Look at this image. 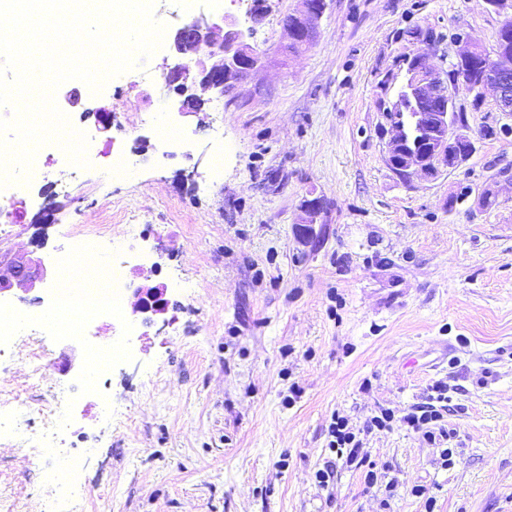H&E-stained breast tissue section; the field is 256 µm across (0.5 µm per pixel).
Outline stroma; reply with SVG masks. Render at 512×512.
Returning a JSON list of instances; mask_svg holds the SVG:
<instances>
[{
    "label": "stroma",
    "mask_w": 512,
    "mask_h": 512,
    "mask_svg": "<svg viewBox=\"0 0 512 512\" xmlns=\"http://www.w3.org/2000/svg\"><path fill=\"white\" fill-rule=\"evenodd\" d=\"M267 5L255 20L252 0H154L166 33L230 15L262 58L235 97L202 93L200 111L180 113L167 48L100 92L62 84L72 122L103 110L112 129L78 173L55 150L0 229V249L36 251L49 271L0 298L46 310L56 247L98 231L96 269L123 262L127 293L161 285L169 306L148 323L127 315L138 332L105 383L83 380L88 345L118 338L101 322L84 340L29 332L0 356V413L30 433L43 398L78 388L58 453L0 435V512L65 495L49 477L66 451L85 459L77 512H512V116L464 100L472 156L406 184L377 107L383 75L420 46L413 31L445 69L456 36L492 48L503 17L485 0H327L313 43L288 56L282 24L301 2ZM166 125L187 142L163 144ZM122 152L141 163L119 178ZM314 197L326 211L306 243L296 225ZM437 385L441 442L403 421ZM338 416L362 442L355 462L328 448Z\"/></svg>",
    "instance_id": "obj_1"
}]
</instances>
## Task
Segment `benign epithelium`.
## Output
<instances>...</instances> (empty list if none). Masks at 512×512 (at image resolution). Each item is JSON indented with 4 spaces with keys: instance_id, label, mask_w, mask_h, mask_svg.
I'll list each match as a JSON object with an SVG mask.
<instances>
[{
    "instance_id": "obj_1",
    "label": "benign epithelium",
    "mask_w": 512,
    "mask_h": 512,
    "mask_svg": "<svg viewBox=\"0 0 512 512\" xmlns=\"http://www.w3.org/2000/svg\"><path fill=\"white\" fill-rule=\"evenodd\" d=\"M301 2L303 9L292 15L294 22L283 23L289 44L312 42L317 22L326 9V0ZM486 4L508 17L489 50L468 37L457 38L451 63L454 79H448V71L429 63L426 50L417 49L404 58L402 80L389 75L382 80L383 95L378 99V108L390 134L385 143L386 162L405 183L416 178L432 179L440 169H453L472 154L473 131L460 115L459 97L480 101L491 90L498 111L512 115V0H486ZM170 47L176 55L203 52L213 58L209 66L198 61L193 65L179 63L169 69L166 78L182 97L184 112L198 108L196 87L231 95L238 81L261 62L260 56L245 43L238 22L227 16L221 41H215L213 26L196 18L172 34ZM302 209L297 231L300 238L310 240L314 237L313 225L324 212V202L319 197L308 199ZM45 277L46 271L37 258L7 251L0 254V294L16 286L31 291ZM135 295L137 301L132 312L144 315L146 322L168 307L165 292L159 288H138Z\"/></svg>"
}]
</instances>
